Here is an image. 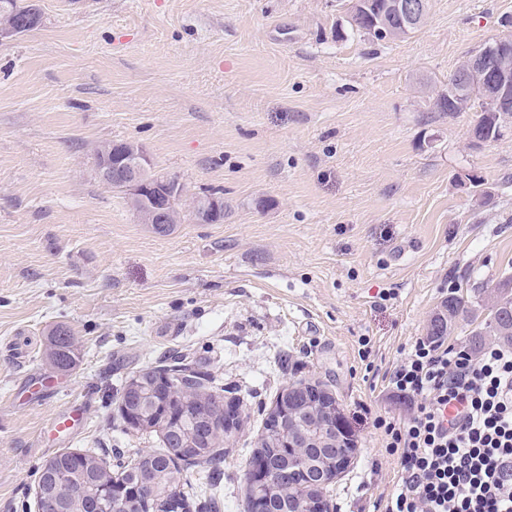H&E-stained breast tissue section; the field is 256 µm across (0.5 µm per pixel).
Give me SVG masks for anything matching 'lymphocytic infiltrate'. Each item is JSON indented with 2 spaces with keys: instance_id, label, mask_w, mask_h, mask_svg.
I'll return each instance as SVG.
<instances>
[{
  "instance_id": "lymphocytic-infiltrate-1",
  "label": "lymphocytic infiltrate",
  "mask_w": 512,
  "mask_h": 512,
  "mask_svg": "<svg viewBox=\"0 0 512 512\" xmlns=\"http://www.w3.org/2000/svg\"><path fill=\"white\" fill-rule=\"evenodd\" d=\"M407 416L379 415L401 488L384 512H512V347L417 338L382 377Z\"/></svg>"
}]
</instances>
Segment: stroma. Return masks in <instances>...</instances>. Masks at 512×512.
Here are the masks:
<instances>
[{"instance_id":"obj_1","label":"stroma","mask_w":512,"mask_h":512,"mask_svg":"<svg viewBox=\"0 0 512 512\" xmlns=\"http://www.w3.org/2000/svg\"><path fill=\"white\" fill-rule=\"evenodd\" d=\"M394 42L337 30L338 0H40L41 25L0 44V512H35L49 458L157 450L125 422L139 370L203 365L244 416L221 512H243L263 412L293 380L335 395L356 448L330 512H375L398 484L375 413L389 368L442 301L468 346L483 283L512 275V127L470 138L472 112L433 96L506 34L512 0H431ZM143 149L224 221L139 223L92 151ZM76 338L53 369L50 332ZM72 417L53 431L52 417Z\"/></svg>"}]
</instances>
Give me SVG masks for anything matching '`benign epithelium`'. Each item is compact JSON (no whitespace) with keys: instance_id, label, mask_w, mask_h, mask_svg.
I'll return each mask as SVG.
<instances>
[{"instance_id":"7a95c632","label":"benign epithelium","mask_w":512,"mask_h":512,"mask_svg":"<svg viewBox=\"0 0 512 512\" xmlns=\"http://www.w3.org/2000/svg\"><path fill=\"white\" fill-rule=\"evenodd\" d=\"M350 13L367 16L368 31L384 41L397 40L410 30L421 26L427 12L426 0H350ZM38 15L29 12L19 20L0 22V42L20 36L24 30L36 26ZM456 83L449 85L448 102L458 107L469 104L472 96L480 97L482 111L496 116L501 124L512 121V39L499 38L478 52L466 57L455 71ZM94 164L100 179L127 193V202L138 221L156 232H163L182 223V209L178 203L187 195L184 183L168 175L152 172V164L144 151L132 142L103 144L93 150ZM197 224L224 223V197L213 195L198 199L191 209ZM191 393L186 383L180 388L171 387L164 375L151 373L137 375L126 384L124 394L134 399V404L122 403V410L129 425L139 428L161 422L160 412L186 408L185 397ZM322 411L329 421L320 425L322 436L315 443L308 442L302 432L305 413ZM273 420L270 448H296L293 469L276 474L267 472L265 466L255 467V476L263 489V500L271 498L287 477L298 471L317 467L305 449L316 446L321 453H339L342 448L355 447L354 439L346 431H338L330 421L341 419L336 398L328 397L314 383L290 381L280 391L271 408ZM333 481L331 475L320 471L318 480L309 488L306 512H326L321 488ZM149 480L144 479L135 487L112 485V492L105 495L109 507L105 512H122L127 499L145 492Z\"/></svg>"}]
</instances>
